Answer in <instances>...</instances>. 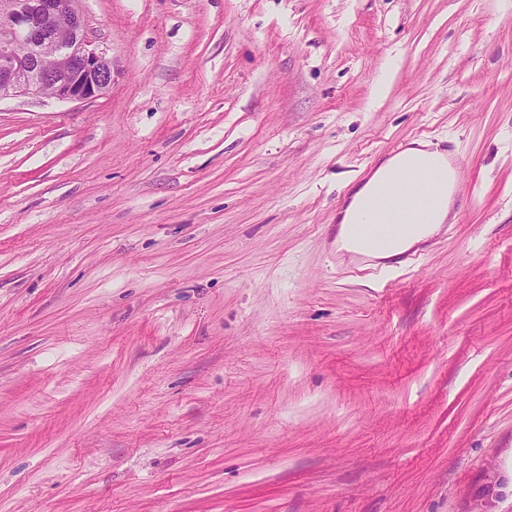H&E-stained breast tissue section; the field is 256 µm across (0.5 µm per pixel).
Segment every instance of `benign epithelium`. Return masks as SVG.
Wrapping results in <instances>:
<instances>
[{"label":"benign epithelium","instance_id":"7a95c632","mask_svg":"<svg viewBox=\"0 0 512 512\" xmlns=\"http://www.w3.org/2000/svg\"><path fill=\"white\" fill-rule=\"evenodd\" d=\"M79 0H0V101L84 102L112 85V59L91 39Z\"/></svg>","mask_w":512,"mask_h":512}]
</instances>
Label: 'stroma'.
<instances>
[{"mask_svg": "<svg viewBox=\"0 0 512 512\" xmlns=\"http://www.w3.org/2000/svg\"><path fill=\"white\" fill-rule=\"evenodd\" d=\"M112 86L0 101V512H512V0H80ZM412 258L336 249L394 147ZM408 164H421L435 168L442 177L449 175L450 166L447 155L438 145L423 140L408 143L399 153L388 157L377 165L370 177L354 191L348 207L342 212L336 236L339 252L350 259L389 260L411 249L430 236L436 234L453 212L454 195L451 186L441 192L442 196L435 208L428 214L419 216L413 213V224H424L416 232L392 241L387 247L378 250L364 248L353 234L351 224H358L357 214L364 212L373 198L378 186L393 172Z\"/></svg>", "mask_w": 512, "mask_h": 512, "instance_id": "1", "label": "stroma"}]
</instances>
